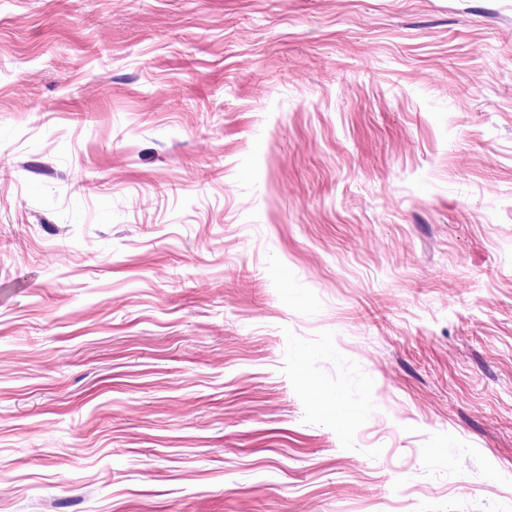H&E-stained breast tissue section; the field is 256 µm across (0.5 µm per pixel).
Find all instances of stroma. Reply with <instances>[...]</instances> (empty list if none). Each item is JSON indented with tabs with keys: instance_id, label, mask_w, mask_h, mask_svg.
<instances>
[{
	"instance_id": "obj_1",
	"label": "stroma",
	"mask_w": 512,
	"mask_h": 512,
	"mask_svg": "<svg viewBox=\"0 0 512 512\" xmlns=\"http://www.w3.org/2000/svg\"><path fill=\"white\" fill-rule=\"evenodd\" d=\"M0 512H512V0H0Z\"/></svg>"
}]
</instances>
